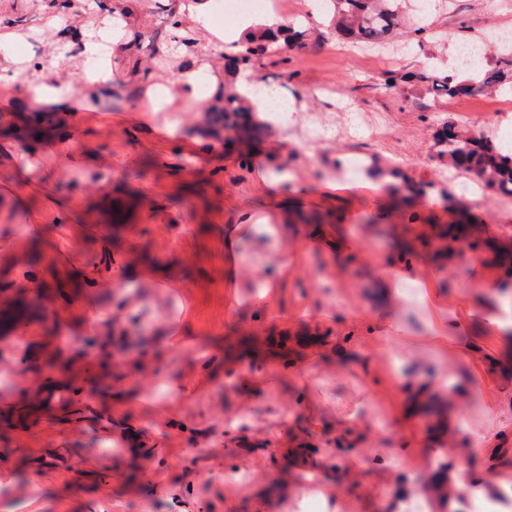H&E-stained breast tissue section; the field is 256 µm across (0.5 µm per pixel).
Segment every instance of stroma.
<instances>
[{"label":"stroma","mask_w":512,"mask_h":512,"mask_svg":"<svg viewBox=\"0 0 512 512\" xmlns=\"http://www.w3.org/2000/svg\"><path fill=\"white\" fill-rule=\"evenodd\" d=\"M186 0H0V512H399L411 472L392 457L425 458L437 475H486L472 451L489 422L470 404L456 449L441 450L425 418L397 424L410 370L383 361L380 389L360 370H329L321 354L344 337L374 343L366 316L384 319L376 268L412 266L416 285L437 290L434 316L450 320L462 282L479 261L462 250L429 264L430 242L408 251L390 227L417 234L444 224V205L379 219L390 203L370 167L401 166L427 194L461 192L434 148L443 122L478 130L512 114V86L494 94L433 99L389 80L434 63L455 69L457 46L496 27L512 28V0H447L429 10L443 35L432 55L415 46L386 54L336 39L264 58L297 117L289 128L258 121L254 136L216 134L189 99L224 93V54L210 31L186 20L194 44L170 54V15ZM125 81L58 111L31 99L26 69L56 63V85L79 80L85 41ZM193 86H179L186 64ZM167 89L163 107L148 84ZM364 127H354L351 113ZM329 130L313 143L310 129ZM360 158L363 172L346 173ZM472 211L488 238L512 243V196L489 190ZM234 225L236 287H226L224 229ZM269 284L260 297V284ZM482 306L451 332L474 345L512 393V350L481 332ZM95 379L103 424L81 423L79 405L39 419L51 391ZM269 376L247 390L246 378ZM364 417L371 436L355 454L379 491L337 508L335 493L309 477L310 459L333 447L335 431L300 419ZM137 427L136 446L123 432Z\"/></svg>","instance_id":"1"}]
</instances>
